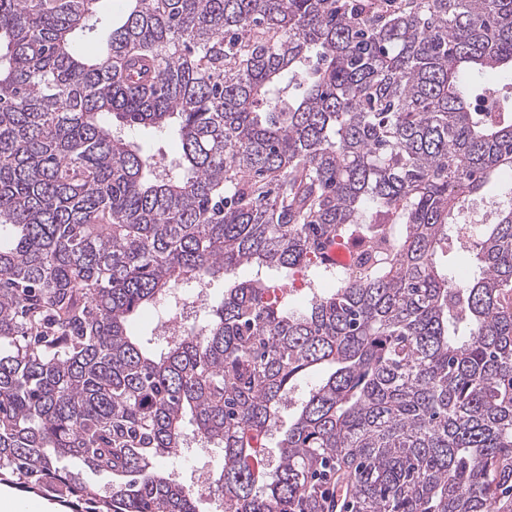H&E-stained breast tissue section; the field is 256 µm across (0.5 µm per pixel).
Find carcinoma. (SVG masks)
I'll return each mask as SVG.
<instances>
[{
	"label": "carcinoma",
	"mask_w": 512,
	"mask_h": 512,
	"mask_svg": "<svg viewBox=\"0 0 512 512\" xmlns=\"http://www.w3.org/2000/svg\"><path fill=\"white\" fill-rule=\"evenodd\" d=\"M101 2L0 0V483L199 512L192 434L224 512H512V0H123L85 57ZM474 104L477 112H506L512 109L511 90L502 93L494 83H485L479 86L474 95ZM131 139L140 143L151 153L175 154L180 143L174 134L159 136L150 129H133L128 132ZM206 298V288H196L189 293L183 289H177L171 296V302H164L162 310L157 315L158 325L162 329L161 336H177L178 332L172 329L173 325L192 322L201 314ZM172 314L174 315L173 323ZM222 457V451L219 448H213L212 453L206 458V473L204 476L210 475V479L207 481H201L203 478L198 479L192 476V471L197 462L192 455H188L184 450L179 456L161 459L157 465L160 468L173 469L179 473L183 482L187 487H190L200 511L215 512L222 509V506H220L221 490L218 489L213 477L222 463Z\"/></svg>",
	"instance_id": "carcinoma-1"
}]
</instances>
